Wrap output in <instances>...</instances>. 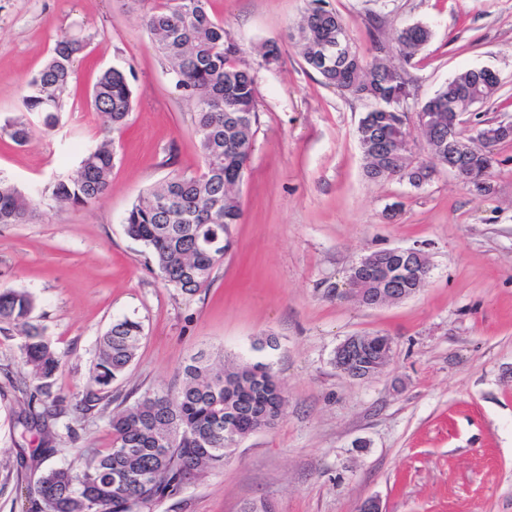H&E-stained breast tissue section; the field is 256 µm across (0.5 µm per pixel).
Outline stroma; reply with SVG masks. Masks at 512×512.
I'll list each match as a JSON object with an SVG mask.
<instances>
[{
  "label": "stroma",
  "instance_id": "1",
  "mask_svg": "<svg viewBox=\"0 0 512 512\" xmlns=\"http://www.w3.org/2000/svg\"><path fill=\"white\" fill-rule=\"evenodd\" d=\"M356 51L421 23L431 38L411 64L408 110L459 71L488 68L497 93L480 108L512 119V0H325ZM149 0H0V124L64 31L89 36L56 130L23 145L0 136V174L33 198L34 224L0 225V290L29 292L34 315L62 356L56 388L82 392L112 322L141 321L144 336L116 396L173 391L201 351L272 362L287 397L278 424L242 440L224 466L155 512H512V141L494 150L493 191L481 195L446 169L422 187L364 174L358 122L370 109L324 86L292 33L306 0H211L255 80L260 125L238 187L242 218L208 288L164 287L125 215L148 188L202 165L194 106L176 89L141 24ZM277 42L265 66L261 47ZM136 96L113 132L112 189L102 201L58 208L42 196L73 174L104 135L89 94L108 68ZM423 251L427 281L415 295L366 307L347 293L364 256ZM382 334L392 357L368 381L340 373L346 338ZM275 339L277 349L259 348ZM21 338L0 331V512H26L28 463L40 436L14 420L24 396Z\"/></svg>",
  "mask_w": 512,
  "mask_h": 512
}]
</instances>
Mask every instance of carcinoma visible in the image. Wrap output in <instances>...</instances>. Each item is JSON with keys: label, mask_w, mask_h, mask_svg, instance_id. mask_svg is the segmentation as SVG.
Segmentation results:
<instances>
[{"label": "carcinoma", "mask_w": 512, "mask_h": 512, "mask_svg": "<svg viewBox=\"0 0 512 512\" xmlns=\"http://www.w3.org/2000/svg\"><path fill=\"white\" fill-rule=\"evenodd\" d=\"M209 0H158L142 23L155 51L165 60L176 86L195 104L192 122L203 160L201 173L174 174L143 193L125 217L126 234L148 249L164 286L193 295L207 287L227 252L230 227L242 216L237 187L248 169L260 115L254 77L239 57L240 49L208 11ZM346 32L338 14L324 0H309L295 38L305 63L322 83L372 103L365 123L358 126L367 178L407 180L413 187L427 181L433 168L415 165L392 151L406 133L397 93L401 66L379 55L386 43L373 39L377 55L367 60L354 49L340 54L330 49L336 33ZM420 24L402 28L395 40L404 63L429 41ZM88 36L58 35L42 69L24 85L18 113L0 126V135L26 143L33 133L29 115L39 113L42 127L57 126L77 57ZM499 87L486 68L459 72L447 85L419 105L434 120L425 135L438 164L453 159L463 165L485 161L494 148L512 141V133L486 140L461 137L448 143V121L466 99H490ZM91 105L111 129L121 128L134 106L124 71L110 68L96 82ZM115 153L103 140L84 153L76 172L45 188L58 206L92 205L112 188ZM41 218L36 204L6 176L0 175V224H30ZM355 277L368 299L379 296L374 272L360 269ZM35 302L22 290L0 292V324L19 332L25 365L36 385L27 409L17 418L23 428H36L43 447L34 451L39 463L55 456L62 438L74 443L77 429L63 419L86 414L102 401L112 402V383L136 357L143 338L140 321L125 317L99 338L91 383L69 398L55 389L61 359L52 342L33 322ZM285 396L270 363L242 362L217 367L200 354L183 369L181 386L173 393L146 392L133 402L122 399L108 417L112 446L104 451L78 448V466H49L29 492L28 512H152V507L178 495L186 475L199 478L224 465L232 452L225 434L241 440L270 429L283 415Z\"/></svg>", "instance_id": "obj_1"}]
</instances>
